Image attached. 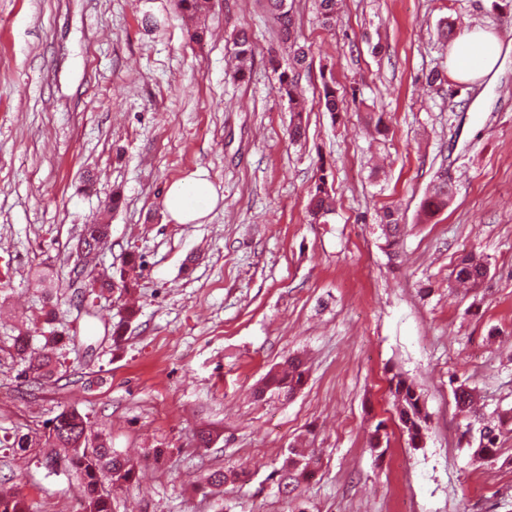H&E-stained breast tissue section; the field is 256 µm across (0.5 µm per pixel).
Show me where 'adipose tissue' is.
Here are the masks:
<instances>
[{
  "label": "adipose tissue",
  "mask_w": 512,
  "mask_h": 512,
  "mask_svg": "<svg viewBox=\"0 0 512 512\" xmlns=\"http://www.w3.org/2000/svg\"><path fill=\"white\" fill-rule=\"evenodd\" d=\"M499 60L496 38L480 29L466 33L452 56L457 78L469 81L494 70ZM218 202V193L204 172L196 171L172 182L166 189L163 206L177 224H197Z\"/></svg>",
  "instance_id": "ef3b65f1"
}]
</instances>
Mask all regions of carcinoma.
<instances>
[{
    "instance_id": "cac0c4a2",
    "label": "carcinoma",
    "mask_w": 512,
    "mask_h": 512,
    "mask_svg": "<svg viewBox=\"0 0 512 512\" xmlns=\"http://www.w3.org/2000/svg\"><path fill=\"white\" fill-rule=\"evenodd\" d=\"M270 14L273 26L279 40L288 47V70L279 76L282 92L288 98L293 112V120L289 129L292 141L298 142L305 134L303 126V112L307 111L308 103L300 90V79L309 71V49L302 44L296 27V19L290 0H264ZM337 0H315L318 19L325 28H331L336 23ZM177 8L186 19L191 38L202 40L203 32L198 28V21L211 9V0H176ZM236 56L240 62L245 63L253 55V46L247 31L240 30L237 34ZM326 111L335 113L339 111L340 100L336 90L326 84L319 100ZM454 194V185L448 183V177L439 176L433 182L420 206L419 220L428 222L438 216L445 208ZM310 222L319 224L325 221L328 214L333 211V198L325 187V181L316 184L310 192L307 203ZM382 236L391 253L399 255L397 247L404 234L405 225L401 224L398 213L387 209L383 211L380 219ZM142 273V262L135 253H130L124 265L117 272L102 270L99 273V294L112 292V285H118L119 294L133 293L139 283ZM487 275V266L479 254L468 252L457 260L452 271L453 281L456 285L471 288L479 285ZM38 285L42 287L43 303L38 312L32 315L30 323L38 330L44 343L38 349L32 347L33 335L31 329H21L18 335L11 338L13 355L27 364L36 378L42 381H51L59 373L61 362L55 354V349L62 342V337L54 331L58 318V289L52 287L50 271L39 270L35 273ZM307 370L303 359L299 356L286 358L277 367L271 369L254 389V396L263 399L266 395L279 397H292L306 383ZM392 386L390 393L394 398V405L402 409L408 416L411 426L406 429L408 445L418 447V441L424 438L427 431V419L421 417L414 400L416 389L414 384L403 374L396 372L389 378ZM456 405L462 412L469 413L478 422L479 436L475 438L477 447L485 449L489 454H498V438L507 422L500 419L496 422L477 415L474 389L459 382L453 387ZM66 419L71 429L79 427L93 429L89 418L75 408L61 410L51 419V429L58 428L57 422ZM79 435H60L57 440L52 436L44 439L43 455L49 459L59 458L62 465L54 472H64L75 479L80 498L83 503V512H114L112 508V486L122 483H131L137 476V465L129 458L114 450L102 433H97V445L86 448L78 444ZM318 463L315 454H305L295 448L289 451L282 468L274 475L278 476V489L286 494L298 487L300 480L305 478ZM244 481V474L235 468H218L209 471L201 484V490L220 489L224 486L235 485ZM0 512H37V506L15 493L0 492Z\"/></svg>"
}]
</instances>
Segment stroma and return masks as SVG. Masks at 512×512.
<instances>
[{
    "mask_svg": "<svg viewBox=\"0 0 512 512\" xmlns=\"http://www.w3.org/2000/svg\"><path fill=\"white\" fill-rule=\"evenodd\" d=\"M212 3L195 42L175 0H0V438L42 435L65 408L86 414L138 466L116 512H512V433L494 462L474 460L451 386L474 388L485 414L512 413V0H342L329 30L314 0H294L312 57L298 143L279 92L288 50L261 0ZM445 23L490 31L497 68L427 84L450 68ZM242 28L255 54L240 74ZM327 81L343 101L334 114L317 105ZM199 169L217 205L203 223L171 222L167 186ZM442 173L455 193L418 223ZM322 176L335 209L314 224ZM116 188L124 204L109 214ZM387 207L406 226L394 261L378 228ZM104 214L96 262L114 270L136 253V292L65 291L59 378L22 377L8 348L42 305L30 271L46 261L68 281L75 236ZM469 251L489 272L464 292L451 274ZM130 304L137 316L113 342ZM297 353L303 389L256 400ZM395 372L425 402L417 450L395 416ZM380 423L381 454L369 446ZM296 441L319 462L284 495L272 474ZM225 465L248 482L201 492ZM0 483L38 512L78 508L75 482L31 455L0 457Z\"/></svg>",
    "mask_w": 512,
    "mask_h": 512,
    "instance_id": "stroma-1",
    "label": "stroma"
}]
</instances>
